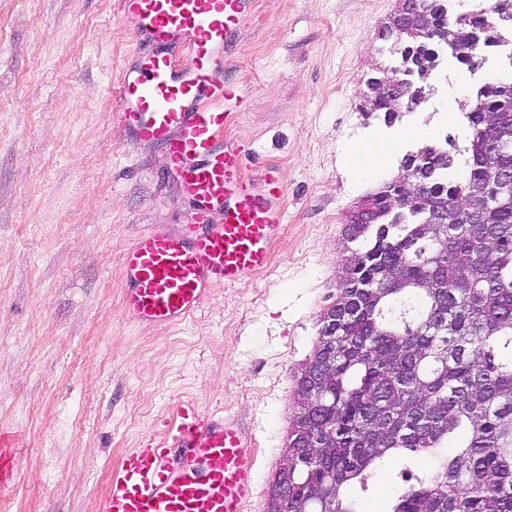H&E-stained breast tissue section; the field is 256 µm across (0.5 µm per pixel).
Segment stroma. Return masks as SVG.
Instances as JSON below:
<instances>
[{
	"label": "stroma",
	"mask_w": 512,
	"mask_h": 512,
	"mask_svg": "<svg viewBox=\"0 0 512 512\" xmlns=\"http://www.w3.org/2000/svg\"><path fill=\"white\" fill-rule=\"evenodd\" d=\"M119 0H0V430L15 438L0 512H94L111 467L183 402L238 418L256 437V499L283 464L297 375L336 302L344 228L399 172L411 127L360 107L389 67L381 33L399 0H255L226 65L247 99L227 137L250 150L247 179L275 169L284 227L268 267L213 289L173 328L127 317L120 257L145 233L182 234L191 207L158 148L109 126L118 77L138 51ZM436 74L419 127L465 145ZM386 131L388 169L364 180L349 145ZM386 461L360 496L389 512L402 469Z\"/></svg>",
	"instance_id": "35a3bbf8"
}]
</instances>
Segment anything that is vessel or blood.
I'll return each instance as SVG.
<instances>
[{"mask_svg": "<svg viewBox=\"0 0 512 512\" xmlns=\"http://www.w3.org/2000/svg\"><path fill=\"white\" fill-rule=\"evenodd\" d=\"M254 0H119L139 50L123 66L110 127L161 146L192 205L177 237L147 234L121 256L123 306L142 324L171 327L213 288L264 269L281 229L278 180L246 183L242 145L225 138L243 97L225 62ZM191 63H177L181 55ZM253 437L232 417L181 404L161 439L127 453L95 512H245L255 494Z\"/></svg>", "mask_w": 512, "mask_h": 512, "instance_id": "1", "label": "vessel or blood"}]
</instances>
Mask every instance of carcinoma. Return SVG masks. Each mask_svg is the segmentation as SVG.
I'll return each instance as SVG.
<instances>
[{"label": "carcinoma", "mask_w": 512, "mask_h": 512, "mask_svg": "<svg viewBox=\"0 0 512 512\" xmlns=\"http://www.w3.org/2000/svg\"><path fill=\"white\" fill-rule=\"evenodd\" d=\"M453 2L399 8L385 27L394 65L368 86L361 111L390 126L419 108L444 53L472 76L479 61L512 74V0L462 14ZM405 53L415 59L412 87L395 106L387 82ZM467 108L463 178L449 177L447 150L423 144L368 196L376 222L347 225L358 247L343 259L323 317L336 318V342L323 340L322 326L297 376L288 472L277 473L295 488L280 512H362L346 488L366 490L376 463L403 451L434 453L438 467L414 477L390 512H512V187L485 163L493 151L512 172V78L478 79ZM420 154L429 168L417 177L408 164ZM420 179L392 207L398 184ZM478 194L489 198L482 223L465 226ZM436 204L457 228L436 233Z\"/></svg>", "instance_id": "cac0c4a2"}]
</instances>
